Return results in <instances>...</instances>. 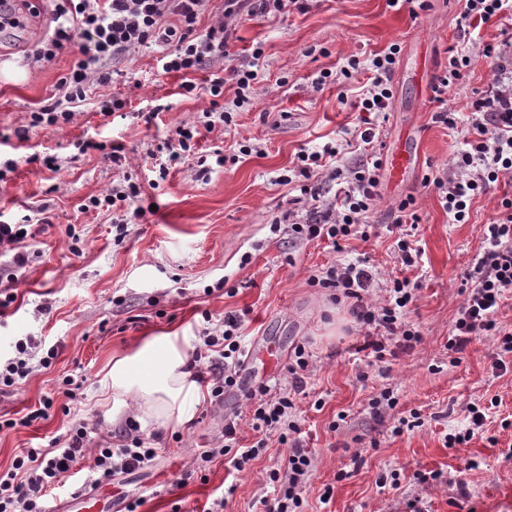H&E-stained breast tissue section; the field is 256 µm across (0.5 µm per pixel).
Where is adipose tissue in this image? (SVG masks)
<instances>
[{
  "instance_id": "1",
  "label": "adipose tissue",
  "mask_w": 512,
  "mask_h": 512,
  "mask_svg": "<svg viewBox=\"0 0 512 512\" xmlns=\"http://www.w3.org/2000/svg\"><path fill=\"white\" fill-rule=\"evenodd\" d=\"M189 354L178 337H149L112 362L104 382L112 391L116 413L138 423L154 422L164 430L189 422L202 398L188 365Z\"/></svg>"
}]
</instances>
